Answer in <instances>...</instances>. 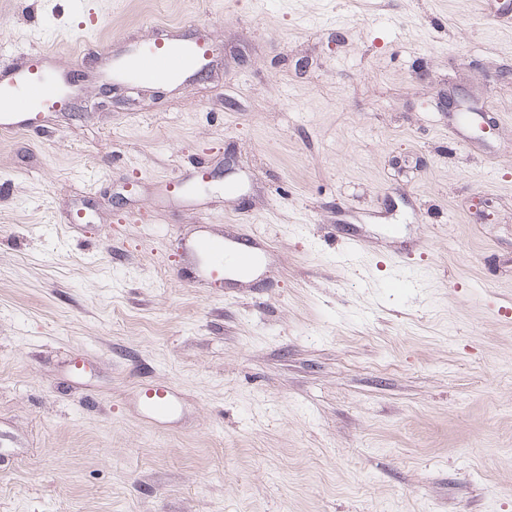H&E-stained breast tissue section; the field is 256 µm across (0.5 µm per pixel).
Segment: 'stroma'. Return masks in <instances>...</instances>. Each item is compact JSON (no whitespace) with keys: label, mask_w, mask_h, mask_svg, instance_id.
<instances>
[{"label":"stroma","mask_w":512,"mask_h":512,"mask_svg":"<svg viewBox=\"0 0 512 512\" xmlns=\"http://www.w3.org/2000/svg\"><path fill=\"white\" fill-rule=\"evenodd\" d=\"M160 25L206 78L0 136V512H512V0H0V66ZM257 238L236 230L223 234H202L184 246L199 257L193 278L222 287L228 280L230 265L236 270L251 268L257 261ZM232 259L233 261H230ZM141 405L147 416L156 422L165 421L176 411V403L167 389H146L141 396Z\"/></svg>","instance_id":"stroma-1"}]
</instances>
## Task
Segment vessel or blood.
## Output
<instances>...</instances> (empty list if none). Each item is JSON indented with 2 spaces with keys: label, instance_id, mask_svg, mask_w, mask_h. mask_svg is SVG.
I'll list each match as a JSON object with an SVG mask.
<instances>
[{
  "label": "vessel or blood",
  "instance_id": "obj_1",
  "mask_svg": "<svg viewBox=\"0 0 512 512\" xmlns=\"http://www.w3.org/2000/svg\"><path fill=\"white\" fill-rule=\"evenodd\" d=\"M216 52L212 40L190 32L172 33L162 28L153 41L130 46L113 57L110 66L96 80L102 84L128 80L142 84H186L206 71ZM52 51L40 49L29 54L23 67L0 69V133L34 132L45 113L70 102L87 78L77 67L63 70L54 66ZM255 236L230 231L224 234H202L185 244L186 252L199 258L196 279L223 286L230 266L251 268L257 261ZM141 405L147 416L157 422L168 419L176 410L169 390L146 389Z\"/></svg>",
  "mask_w": 512,
  "mask_h": 512
}]
</instances>
